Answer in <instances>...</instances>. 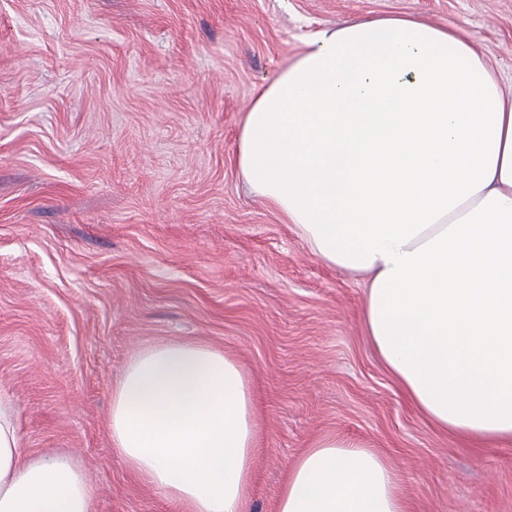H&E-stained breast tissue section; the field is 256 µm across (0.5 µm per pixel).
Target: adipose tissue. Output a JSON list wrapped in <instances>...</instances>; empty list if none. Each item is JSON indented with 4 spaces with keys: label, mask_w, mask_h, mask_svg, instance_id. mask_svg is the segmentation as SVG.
Segmentation results:
<instances>
[{
    "label": "adipose tissue",
    "mask_w": 512,
    "mask_h": 512,
    "mask_svg": "<svg viewBox=\"0 0 512 512\" xmlns=\"http://www.w3.org/2000/svg\"><path fill=\"white\" fill-rule=\"evenodd\" d=\"M242 179L322 262L365 278L362 319L409 401L465 442L512 441V98L478 42L387 16L326 29L260 86ZM112 445L181 512H245L258 421L224 351L139 350L112 391ZM66 456L31 457L0 386V512H95ZM277 512H410L376 450L325 436Z\"/></svg>",
    "instance_id": "ef3b65f1"
}]
</instances>
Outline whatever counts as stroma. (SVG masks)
I'll return each mask as SVG.
<instances>
[{"instance_id":"35a3bbf8","label":"stroma","mask_w":512,"mask_h":512,"mask_svg":"<svg viewBox=\"0 0 512 512\" xmlns=\"http://www.w3.org/2000/svg\"><path fill=\"white\" fill-rule=\"evenodd\" d=\"M410 15L475 37L512 89V0H0V384L32 456L70 455L96 512H177L112 445L134 352L207 343L260 420L247 512L318 437L364 442L411 512H512V442L465 447L407 400L319 260L240 178L256 88L316 31Z\"/></svg>"}]
</instances>
